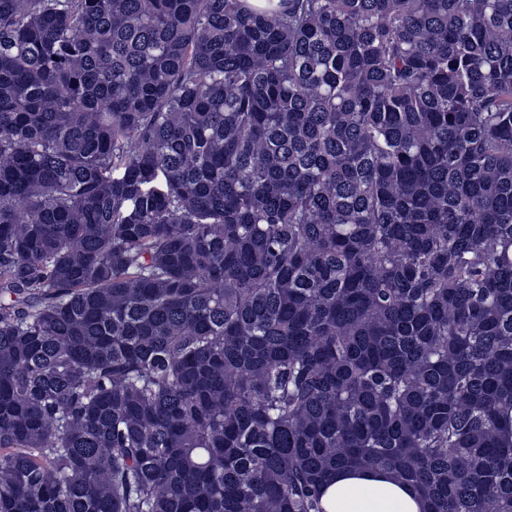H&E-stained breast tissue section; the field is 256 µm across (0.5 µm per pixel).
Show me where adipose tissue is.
Masks as SVG:
<instances>
[{
    "label": "adipose tissue",
    "instance_id": "1",
    "mask_svg": "<svg viewBox=\"0 0 512 512\" xmlns=\"http://www.w3.org/2000/svg\"><path fill=\"white\" fill-rule=\"evenodd\" d=\"M324 512H425V500L393 474L368 469L338 471L323 489Z\"/></svg>",
    "mask_w": 512,
    "mask_h": 512
}]
</instances>
